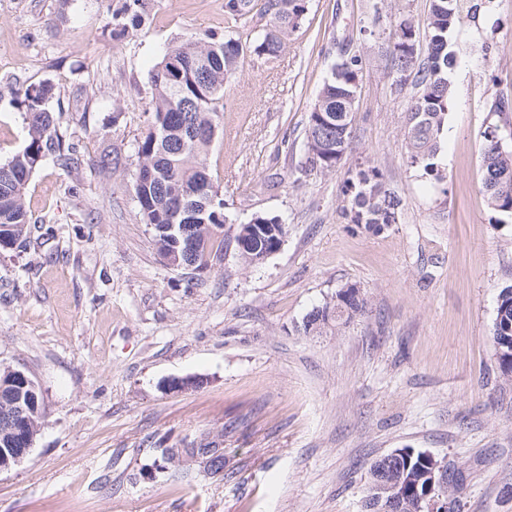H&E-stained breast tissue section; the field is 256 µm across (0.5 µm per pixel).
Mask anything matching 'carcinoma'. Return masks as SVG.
<instances>
[{
	"label": "carcinoma",
	"mask_w": 512,
	"mask_h": 512,
	"mask_svg": "<svg viewBox=\"0 0 512 512\" xmlns=\"http://www.w3.org/2000/svg\"><path fill=\"white\" fill-rule=\"evenodd\" d=\"M467 0H431L427 29L420 33L403 20L394 29L389 46L393 59L392 84L404 94L408 112L406 139L410 164L425 173L437 170L435 158L440 136L448 117L451 87L448 70L455 63L451 36L460 22ZM307 11V0H224V19L237 24L258 15L268 24L294 32ZM112 37L121 39L139 30L146 22L144 0H125L112 15ZM428 41V54L419 58L416 45L420 37ZM267 60L277 58L283 43L267 31L251 38L225 37L212 32L196 41H188L169 50L149 76L152 114L147 131L137 144L139 165L154 173L151 181H134L133 193L145 223L152 225L160 252L168 246L163 225L173 220L175 210L170 194L199 181H207L209 172L203 163L211 142L193 143L190 129L210 121L219 123L224 110V81L239 70L244 49ZM360 60L344 55L334 63L330 77L320 91V109H311L306 136L327 128L339 145L338 154L308 153L310 165L321 171L335 169L343 160L351 129L347 128L349 98L358 93ZM54 96L49 82L29 85L19 90L17 100L25 110L29 142L7 164H0V234L6 240L0 246L22 243L32 233L31 217L24 196L33 172L52 156L67 165L73 160L72 148L64 146L58 133V121L47 103ZM482 184L491 204L512 213V150L505 149L495 133L486 135L482 150ZM211 202L207 222L213 230L206 247L195 257L196 267L208 265L209 244L224 234V200L209 183ZM352 221L376 229L395 224L401 198L386 188L382 173L374 168L361 169L347 181ZM493 336H512V287L499 294Z\"/></svg>",
	"instance_id": "cac0c4a2"
}]
</instances>
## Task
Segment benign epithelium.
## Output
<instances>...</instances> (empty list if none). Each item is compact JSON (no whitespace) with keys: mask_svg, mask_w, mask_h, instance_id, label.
<instances>
[{"mask_svg":"<svg viewBox=\"0 0 512 512\" xmlns=\"http://www.w3.org/2000/svg\"><path fill=\"white\" fill-rule=\"evenodd\" d=\"M206 207L185 212L183 224L168 225L170 248L165 261L168 265L188 269L187 263L199 239L206 236L211 225L206 223ZM285 238L282 224H245L239 233V249L242 257L262 261L277 252ZM496 349L502 373L512 376V338L500 336L496 340ZM27 409L19 401L5 403L0 407V426L3 425L16 433L28 436L36 433L38 423L24 418ZM24 448H0V472L11 469L24 457ZM407 455L404 449L392 451L383 459L378 470L371 475L375 512H447L450 499L447 488L451 485L448 464L432 460L429 469L420 472L415 478L407 475L404 468L393 466V462Z\"/></svg>","mask_w":512,"mask_h":512,"instance_id":"obj_1","label":"benign epithelium"}]
</instances>
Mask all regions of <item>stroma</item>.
<instances>
[{
    "instance_id": "1",
    "label": "stroma",
    "mask_w": 512,
    "mask_h": 512,
    "mask_svg": "<svg viewBox=\"0 0 512 512\" xmlns=\"http://www.w3.org/2000/svg\"><path fill=\"white\" fill-rule=\"evenodd\" d=\"M116 40L119 0H0V164L27 143L18 87L52 83L75 160H45L26 244L0 247V365L26 372L44 418L0 473V512H364L370 466L398 448L445 460L458 512H512V378L492 336L512 286V215L482 184L481 145L512 149V0H472L452 37L439 177L411 167L408 114L390 86L385 23L423 29L429 0H308L278 58L248 56L224 84L204 163L236 224L279 217L264 261L232 235L190 272L166 264L132 193L151 115L150 71L172 47L224 30V0H146ZM361 59L352 139L331 172L305 167V128L341 52ZM110 157L112 167L97 163ZM374 167L398 223L356 224L348 178ZM362 313L321 331L307 316L344 286ZM199 386L169 391L174 378ZM210 442L224 470L164 462ZM146 5L143 0H126L112 15V37L121 39L139 30L146 22ZM113 25V27H112Z\"/></svg>"
}]
</instances>
